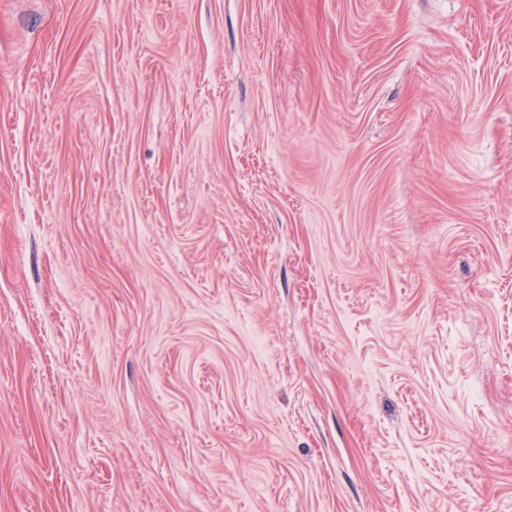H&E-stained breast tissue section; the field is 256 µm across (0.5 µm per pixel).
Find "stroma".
I'll return each instance as SVG.
<instances>
[{
	"instance_id": "35a3bbf8",
	"label": "stroma",
	"mask_w": 512,
	"mask_h": 512,
	"mask_svg": "<svg viewBox=\"0 0 512 512\" xmlns=\"http://www.w3.org/2000/svg\"><path fill=\"white\" fill-rule=\"evenodd\" d=\"M0 512H512V0H0Z\"/></svg>"
}]
</instances>
